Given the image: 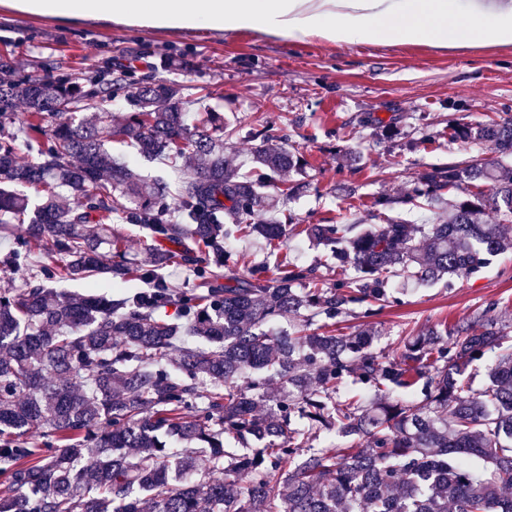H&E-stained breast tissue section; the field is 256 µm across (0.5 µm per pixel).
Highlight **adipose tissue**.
Here are the masks:
<instances>
[{"label": "adipose tissue", "instance_id": "ef3b65f1", "mask_svg": "<svg viewBox=\"0 0 512 512\" xmlns=\"http://www.w3.org/2000/svg\"><path fill=\"white\" fill-rule=\"evenodd\" d=\"M19 10L61 19L122 22L165 30H252L286 39L353 44L512 43V0H484L460 16L453 0H16Z\"/></svg>", "mask_w": 512, "mask_h": 512}]
</instances>
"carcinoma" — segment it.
Wrapping results in <instances>:
<instances>
[{
  "label": "carcinoma",
  "mask_w": 512,
  "mask_h": 512,
  "mask_svg": "<svg viewBox=\"0 0 512 512\" xmlns=\"http://www.w3.org/2000/svg\"><path fill=\"white\" fill-rule=\"evenodd\" d=\"M0 73V237L11 244L0 267L49 258L21 287H0V512H512V340L495 304L480 333L445 324L404 337L394 357L373 328L336 332L356 305L373 315L400 303L392 275L468 276L512 249L511 114L450 127L497 156L420 174L401 202L428 207V220L357 232L270 217L303 166L287 135L257 132L254 173L242 175L224 158L236 130L214 108L189 116L175 81L21 73L4 56ZM115 138L145 164L166 157L187 172L148 181L112 157ZM118 222L172 248L130 261ZM242 235L278 249L303 235L344 275L328 284L285 254L272 271L226 276L224 244ZM174 264L196 287L173 285ZM99 274L145 289L52 287ZM290 313L299 327H270ZM486 355L489 383L476 389L464 374ZM297 419L354 444L316 448Z\"/></svg>",
  "instance_id": "obj_1"
}]
</instances>
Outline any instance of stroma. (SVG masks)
<instances>
[{
	"label": "stroma",
	"mask_w": 512,
	"mask_h": 512,
	"mask_svg": "<svg viewBox=\"0 0 512 512\" xmlns=\"http://www.w3.org/2000/svg\"><path fill=\"white\" fill-rule=\"evenodd\" d=\"M0 55L25 72L60 68L106 79L124 64L137 81H178L190 110L220 106L225 125L249 114L258 127L287 130L289 149L307 161L298 176L305 189L287 205L299 224L368 226L381 197L394 200L387 216L415 221L399 199L422 172L491 153L449 140V125L512 113V43L339 46L315 36L288 41L65 20L0 0ZM389 124L398 129L391 140L380 135ZM341 151L352 164L340 166ZM493 302L512 335V249L472 277L406 286L400 304L377 315L354 307L345 323L380 330L378 347L394 355L402 337L439 322L479 320Z\"/></svg>",
	"instance_id": "35a3bbf8"
}]
</instances>
